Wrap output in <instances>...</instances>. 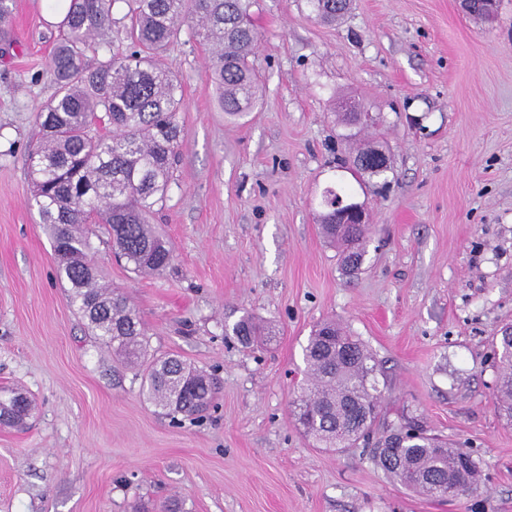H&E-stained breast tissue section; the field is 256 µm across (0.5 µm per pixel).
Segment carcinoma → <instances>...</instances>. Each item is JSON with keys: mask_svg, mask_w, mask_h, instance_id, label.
<instances>
[{"mask_svg": "<svg viewBox=\"0 0 512 512\" xmlns=\"http://www.w3.org/2000/svg\"><path fill=\"white\" fill-rule=\"evenodd\" d=\"M117 0H68L49 61L55 93L38 113L42 136L30 154L33 202L49 226L57 276L69 288L91 335L142 374V394L172 420L200 415L211 405L213 378L173 357L148 354L139 312L128 299L99 283L94 246L85 224H102L118 258L138 273H157L174 259L169 242L149 222L173 180L184 132L175 116L178 77L160 62L184 25L208 46L210 75L225 115L236 118L258 107L261 82L251 63L259 32L253 0H124L127 12L112 17ZM310 14L334 24L348 9L336 0H307ZM126 41L129 53L103 54L91 63L97 41ZM346 126L377 125L376 117L339 114ZM324 237L340 252L346 273L361 269L369 226L321 215ZM497 363L495 405L512 421V325L492 342ZM306 379L293 400L305 436L328 451L369 438L382 398L378 363L357 336L326 320L304 348ZM34 405L17 390L0 392V424L20 427ZM414 430L400 438L389 431L378 448L394 449L395 462L376 457L402 485L430 497L452 500L479 486L472 453L445 438Z\"/></svg>", "mask_w": 512, "mask_h": 512, "instance_id": "obj_1", "label": "carcinoma"}]
</instances>
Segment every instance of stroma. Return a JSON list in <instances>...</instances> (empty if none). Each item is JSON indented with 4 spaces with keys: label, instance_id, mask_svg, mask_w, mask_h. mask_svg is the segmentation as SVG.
Here are the masks:
<instances>
[{
    "label": "stroma",
    "instance_id": "1",
    "mask_svg": "<svg viewBox=\"0 0 512 512\" xmlns=\"http://www.w3.org/2000/svg\"><path fill=\"white\" fill-rule=\"evenodd\" d=\"M263 101L225 119L207 52L182 33L163 58L182 85L174 180L151 222L172 264L140 275L107 234L95 261L139 310L150 350L212 373L218 394L172 423L140 378L88 332L56 279L30 202L27 155L55 92L52 0H15L0 40V388L35 409L0 425V512H512V423L494 405L489 342L512 324V0L474 23L461 0H352L327 25L305 0H255ZM379 117L363 131L387 187L337 171L339 99ZM341 181L371 224L346 276L320 229ZM274 326L261 348L231 328ZM332 319L375 353L381 424L421 420L481 467L477 491L440 501L389 479L358 443L315 447L291 414L313 327Z\"/></svg>",
    "mask_w": 512,
    "mask_h": 512
}]
</instances>
